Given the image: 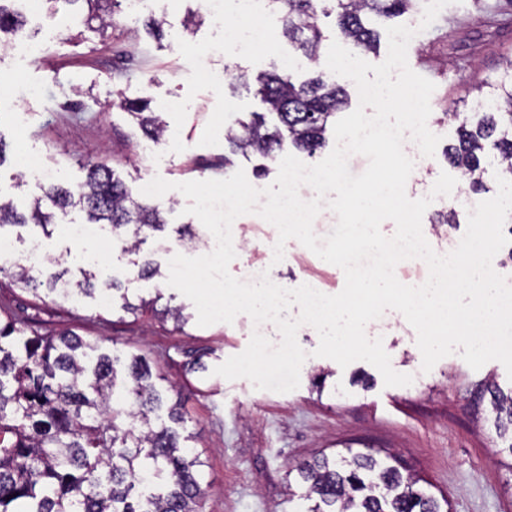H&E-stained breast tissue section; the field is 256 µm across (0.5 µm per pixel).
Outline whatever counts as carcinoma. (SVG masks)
I'll list each match as a JSON object with an SVG mask.
<instances>
[{
    "label": "carcinoma",
    "instance_id": "carcinoma-1",
    "mask_svg": "<svg viewBox=\"0 0 512 512\" xmlns=\"http://www.w3.org/2000/svg\"><path fill=\"white\" fill-rule=\"evenodd\" d=\"M85 2L87 20L109 27L118 0H46ZM0 0V45L25 33L26 21ZM320 0H271L282 14L281 36L309 57H316L323 33L318 26ZM413 0H336V23L355 46L377 48L379 34L369 18L395 17ZM257 93L276 114L270 128L253 114L225 131L233 151L274 158L289 139L314 152L325 143L327 128L349 103L346 90L318 74L295 83L290 77L260 71ZM491 96L496 111L484 112L458 126L448 147V161L474 189L483 187L485 144L496 151L499 171L512 175V59ZM121 108L144 136L161 139L166 124L145 101L124 99ZM85 180L76 187L51 184L26 212L0 203V229L31 224L49 237L56 213L78 209L87 224H107L128 238V251L138 249L147 230L161 231L166 220L160 205L133 199L116 172L99 162L85 165ZM75 281L65 272L34 271L16 263L13 282L38 297L44 291L64 298L92 295L106 286L120 293L133 314L151 312L183 329L187 318L178 308H156L157 300H128L129 288L103 271L82 270ZM99 350L96 343L69 332H41L29 322L0 311V512H202L201 481L205 462L186 445L191 435L174 425L184 423L181 397L167 398L142 355L125 358ZM496 413L499 436L512 433V394L486 388ZM307 484V498H316L309 512H443L437 499L416 488L417 480L378 462L371 454L336 461L323 455L297 466Z\"/></svg>",
    "mask_w": 512,
    "mask_h": 512
}]
</instances>
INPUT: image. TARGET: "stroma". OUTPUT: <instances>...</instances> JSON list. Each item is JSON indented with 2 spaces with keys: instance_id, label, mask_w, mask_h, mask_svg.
<instances>
[{
  "instance_id": "stroma-1",
  "label": "stroma",
  "mask_w": 512,
  "mask_h": 512,
  "mask_svg": "<svg viewBox=\"0 0 512 512\" xmlns=\"http://www.w3.org/2000/svg\"><path fill=\"white\" fill-rule=\"evenodd\" d=\"M200 0H156L150 12L132 11L121 4L112 29L99 22L82 26V36L70 37L67 21L38 16L30 24L46 51L39 61L0 47V138L5 159L0 162V201L26 208L45 186L22 175L23 153L42 154L53 171V181L77 186L88 162H103L116 170L134 199H142L147 178L175 183L222 180L244 170L249 182L267 187L278 175L279 164L256 154L232 153L224 129L237 121L264 114L268 125L277 118L257 95L256 83L242 84L241 74L259 70L288 74L302 82L322 72L328 81L346 89L350 108L359 95L353 81L328 72L326 57L332 42L343 41L336 25V0H324L318 17L323 32L317 58H309L288 41L271 38L256 56L226 55L224 29L204 20L187 32L184 20ZM425 0L396 19L374 17L372 25L385 32L391 24L415 28L407 48L409 67L435 85L427 126L440 141L433 156L408 150L414 162L406 183L409 198L428 196L441 172L451 166L444 156L456 138L463 117L487 112L489 97L478 96L481 82L497 81L503 61L512 57V0H453L427 29H420ZM163 23L162 37L145 27L146 18ZM147 101L167 126L158 141L145 137L137 124L117 105L119 97ZM485 188L472 193L465 177L443 203L428 206L422 218L423 234L432 248L443 238L461 240L470 198L488 200L498 192L495 159H488ZM187 198L169 191L160 206L168 222L165 231L146 237L139 252L125 250L121 240L81 242L69 239L67 226L82 221L80 212L58 215L52 236L33 226H5L0 234L14 238L20 249L41 245L56 257L60 268L78 277L83 254H102L104 269L130 284L127 298L102 304L99 296L65 301L55 296L34 297L0 273V308L36 322L42 330L71 331L115 355H144L152 370L162 372L180 388L187 411L191 443L206 463L204 512H307L296 467L327 454L349 458L373 454L402 474L417 477L419 487L451 512H512V469L505 442L494 426L489 400H477L486 383L512 389L504 365L492 360L471 369L460 353L440 359L423 371L417 333L398 311L389 309L366 326L381 337L391 365L413 377L411 385L388 387L368 362L340 367L315 356L317 331L301 326L297 340L309 357L300 371L298 388L289 393L260 390L245 378L228 380L214 370L229 357L242 353L252 336L250 318L202 327L189 322L176 330L172 321L134 315L124 302L160 297L162 305L194 313L193 303L167 285L165 278H135L137 262L149 259L168 270L167 245L177 231L203 235L205 228L186 214ZM456 212L450 225L442 217ZM245 241L229 266L233 276L246 267L273 263L281 287L307 284L330 295L344 287L341 268L320 259L298 240H288L282 261H274L278 239L275 226L260 216L239 219ZM201 370H194V362Z\"/></svg>"
}]
</instances>
